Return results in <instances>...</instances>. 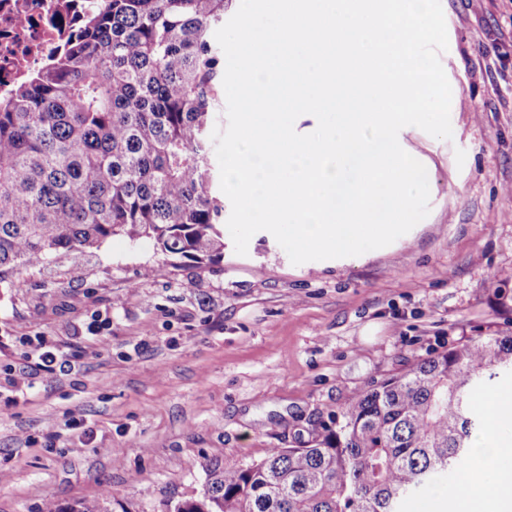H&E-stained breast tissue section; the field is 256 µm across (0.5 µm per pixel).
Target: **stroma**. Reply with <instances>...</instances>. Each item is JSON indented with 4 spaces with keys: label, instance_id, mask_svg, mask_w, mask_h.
<instances>
[{
    "label": "stroma",
    "instance_id": "1",
    "mask_svg": "<svg viewBox=\"0 0 512 512\" xmlns=\"http://www.w3.org/2000/svg\"><path fill=\"white\" fill-rule=\"evenodd\" d=\"M451 139L405 133L430 212L392 244L292 264L260 231L220 266L143 239L0 283V512L107 497L167 512L213 461L242 466L307 438L353 396L449 344L512 327V0H441ZM29 336L74 354L26 369Z\"/></svg>",
    "mask_w": 512,
    "mask_h": 512
}]
</instances>
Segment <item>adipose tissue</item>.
<instances>
[{"label":"adipose tissue","mask_w":512,"mask_h":512,"mask_svg":"<svg viewBox=\"0 0 512 512\" xmlns=\"http://www.w3.org/2000/svg\"><path fill=\"white\" fill-rule=\"evenodd\" d=\"M493 427L475 446L474 466L459 490L449 492L453 512H512V389L483 397Z\"/></svg>","instance_id":"1"}]
</instances>
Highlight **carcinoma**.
<instances>
[{
	"label": "carcinoma",
	"instance_id": "carcinoma-1",
	"mask_svg": "<svg viewBox=\"0 0 512 512\" xmlns=\"http://www.w3.org/2000/svg\"><path fill=\"white\" fill-rule=\"evenodd\" d=\"M229 0H92L59 56L0 101V281L109 238L224 261L208 132ZM512 374V331L417 358L357 394L308 440L245 466L211 464L171 512H400L468 462L491 428L475 402ZM46 512H105L100 500Z\"/></svg>",
	"mask_w": 512,
	"mask_h": 512
}]
</instances>
